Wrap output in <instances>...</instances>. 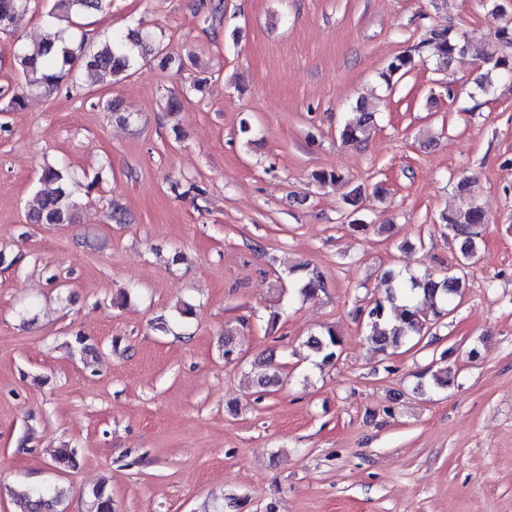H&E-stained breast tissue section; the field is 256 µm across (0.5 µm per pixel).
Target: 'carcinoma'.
Masks as SVG:
<instances>
[{
  "label": "carcinoma",
  "instance_id": "obj_1",
  "mask_svg": "<svg viewBox=\"0 0 512 512\" xmlns=\"http://www.w3.org/2000/svg\"><path fill=\"white\" fill-rule=\"evenodd\" d=\"M31 0H0V20L11 27L29 11ZM48 15L77 26L80 17L100 12L105 0H51ZM142 41H127L123 36H112L90 49L84 39L64 37L58 33L29 48H20L14 56L17 69L22 73L26 86L32 90L51 93L80 61L103 85H111L130 76L133 67V47ZM465 51V43L452 25H439L429 30L421 45L395 56L382 73L390 82L396 75L409 73L415 66V56L426 53L438 66H446L457 54ZM356 115L341 132L342 142L358 145L374 124L375 113L367 101L360 100ZM41 182L46 188L38 193L36 206L30 213L36 224H72L76 219V204L72 200L73 176L65 168L47 166L42 170ZM443 221L453 240L459 246L458 269L441 276L413 272L385 273L388 283L386 296L377 299L363 311V323L369 330L367 341L376 350L386 351L401 342L420 341L429 334L431 318H439L454 310V302L462 296L465 287V268L476 258L480 246L481 225L486 216L481 207L470 203L466 207L443 216ZM298 292L313 299L323 290V275L316 269H306L305 276L295 283ZM306 346L324 365L334 363L340 356L343 339L332 326L317 335H310ZM266 371L257 376L258 385L269 388L282 384L277 367L265 362ZM15 496L23 505V512H53L54 498L45 489L26 488Z\"/></svg>",
  "mask_w": 512,
  "mask_h": 512
}]
</instances>
